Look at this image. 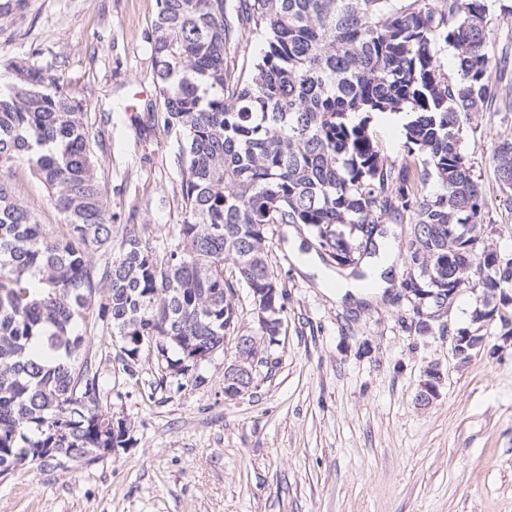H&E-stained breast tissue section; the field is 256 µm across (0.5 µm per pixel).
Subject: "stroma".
Segmentation results:
<instances>
[{
    "label": "stroma",
    "instance_id": "stroma-1",
    "mask_svg": "<svg viewBox=\"0 0 512 512\" xmlns=\"http://www.w3.org/2000/svg\"><path fill=\"white\" fill-rule=\"evenodd\" d=\"M157 0H28L0 31V56L60 76L100 140L103 187L115 223H148L158 247L180 223L177 145L156 128L136 134L124 105L160 110L150 37ZM493 109L464 123L463 147L488 198L486 233L512 253V194L487 158L512 138V73L488 70ZM14 181L43 224L62 223L47 190L26 171ZM305 230L273 228L271 261L288 289L284 327L253 395L224 398V355L198 369L200 384L157 379L154 352L129 381L111 362L107 405L132 443L103 460L63 469L29 465L0 478V512H512V347L499 326L463 363L440 332L410 331L400 300L404 264L376 303L336 294L303 272L288 247ZM439 397L418 405L428 365Z\"/></svg>",
    "mask_w": 512,
    "mask_h": 512
}]
</instances>
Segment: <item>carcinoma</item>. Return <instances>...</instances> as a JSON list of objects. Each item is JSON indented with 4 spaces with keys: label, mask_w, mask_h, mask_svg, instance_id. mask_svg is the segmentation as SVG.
<instances>
[{
    "label": "carcinoma",
    "mask_w": 512,
    "mask_h": 512,
    "mask_svg": "<svg viewBox=\"0 0 512 512\" xmlns=\"http://www.w3.org/2000/svg\"><path fill=\"white\" fill-rule=\"evenodd\" d=\"M26 2L0 0V30ZM157 4L161 111L131 121L182 142V220L164 249L148 225L112 223L90 117L63 80L21 59L3 63L0 477L130 445L104 409L100 357L132 378L128 362L154 349L161 386L182 369L184 349L222 351L243 326L268 357L288 301L269 258L276 224L302 225L337 274L362 280L385 238L379 225L408 221L400 287L426 295L412 320L448 308V289L478 271L469 325L485 321L497 289L512 291V257L489 242L486 197L462 148V118L498 96L487 78L488 0H239L234 22L226 0ZM236 39L259 46L240 65L229 57ZM448 47L454 75L439 57ZM386 112L406 116L394 161L370 132ZM488 164L512 192V139L494 145ZM20 167L65 223L40 224L26 209L11 183ZM271 305L279 313L261 321Z\"/></svg>",
    "instance_id": "obj_1"
}]
</instances>
